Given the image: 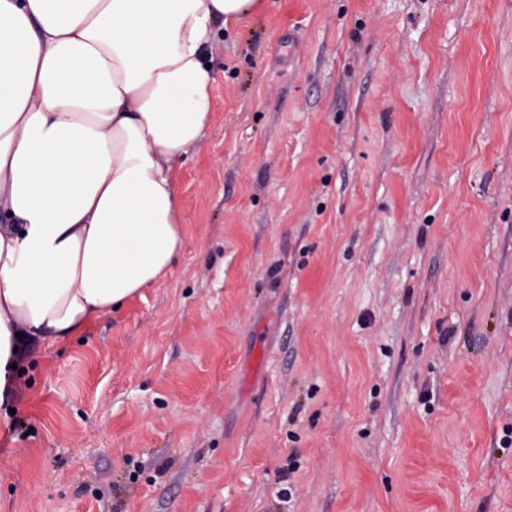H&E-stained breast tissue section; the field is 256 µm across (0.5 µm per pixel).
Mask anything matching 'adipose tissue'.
Returning a JSON list of instances; mask_svg holds the SVG:
<instances>
[{"label":"adipose tissue","instance_id":"obj_1","mask_svg":"<svg viewBox=\"0 0 512 512\" xmlns=\"http://www.w3.org/2000/svg\"><path fill=\"white\" fill-rule=\"evenodd\" d=\"M262 0H0V390L171 272L220 25Z\"/></svg>","mask_w":512,"mask_h":512}]
</instances>
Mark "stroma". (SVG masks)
Returning <instances> with one entry per match:
<instances>
[{
    "mask_svg": "<svg viewBox=\"0 0 512 512\" xmlns=\"http://www.w3.org/2000/svg\"><path fill=\"white\" fill-rule=\"evenodd\" d=\"M171 274L25 353L0 512H512V0H263Z\"/></svg>",
    "mask_w": 512,
    "mask_h": 512,
    "instance_id": "35a3bbf8",
    "label": "stroma"
}]
</instances>
